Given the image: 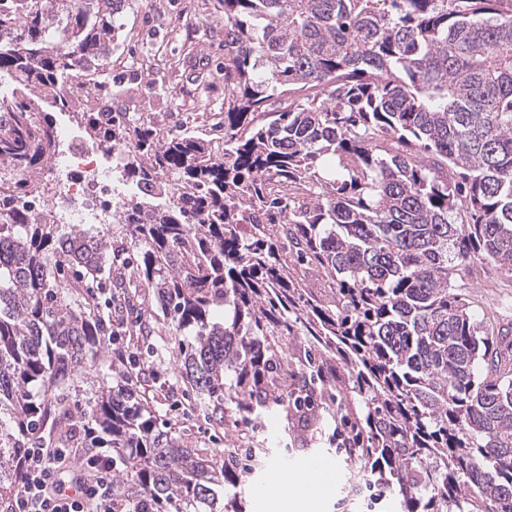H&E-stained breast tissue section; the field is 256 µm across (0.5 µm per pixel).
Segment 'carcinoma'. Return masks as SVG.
Returning <instances> with one entry per match:
<instances>
[{
  "label": "carcinoma",
  "instance_id": "obj_1",
  "mask_svg": "<svg viewBox=\"0 0 512 512\" xmlns=\"http://www.w3.org/2000/svg\"><path fill=\"white\" fill-rule=\"evenodd\" d=\"M217 2L223 143L81 113L137 188L104 234L25 201L58 161L69 79L112 96L129 0H0V512L28 448L112 449L116 512H243L215 487L268 449L227 438L273 412L286 439L334 426L401 512H512V330L452 282L474 259L512 274V0ZM164 330L170 366L124 359ZM92 378L81 423L71 390ZM179 385L182 413L158 418ZM195 417L214 428L201 447Z\"/></svg>",
  "mask_w": 512,
  "mask_h": 512
}]
</instances>
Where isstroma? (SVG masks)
Masks as SVG:
<instances>
[{
  "label": "stroma",
  "instance_id": "obj_1",
  "mask_svg": "<svg viewBox=\"0 0 512 512\" xmlns=\"http://www.w3.org/2000/svg\"><path fill=\"white\" fill-rule=\"evenodd\" d=\"M115 53L113 74L122 79L115 99L121 111L160 114L161 128L178 131L224 108V20L217 0H132ZM459 291L477 319L499 326L512 322V275L488 259L473 260ZM284 420L265 419L259 439L273 455L244 485L247 512H273L262 492L276 493L280 477L329 462L335 480L316 500L315 512H400L394 496L376 497L350 481L341 456L320 435L307 434L291 457L279 452Z\"/></svg>",
  "mask_w": 512,
  "mask_h": 512
}]
</instances>
